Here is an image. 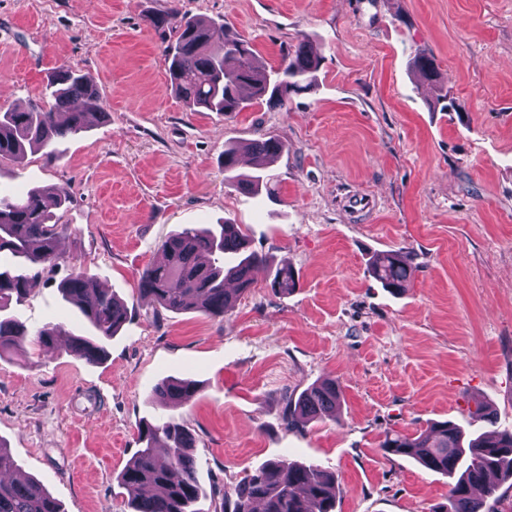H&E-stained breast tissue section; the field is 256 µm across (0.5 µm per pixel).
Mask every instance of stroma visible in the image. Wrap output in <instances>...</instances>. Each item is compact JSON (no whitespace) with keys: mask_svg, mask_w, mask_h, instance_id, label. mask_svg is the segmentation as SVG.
Wrapping results in <instances>:
<instances>
[{"mask_svg":"<svg viewBox=\"0 0 512 512\" xmlns=\"http://www.w3.org/2000/svg\"><path fill=\"white\" fill-rule=\"evenodd\" d=\"M177 9L248 40L277 66L307 40L322 61L311 91L286 107L220 115L189 110L171 87L150 16ZM420 52L439 83L418 82ZM68 67L111 117L63 140L60 156L0 161V196L62 192L57 264L10 312L29 329L87 325L58 287L84 268L128 306L99 364L57 347L0 359V443L64 512H132L118 476L141 421L175 416L195 437L202 495L285 457L340 476L336 512H429L448 480L385 455L390 430L473 422L485 405L512 425V0H0V107L45 100ZM266 135L275 195L224 178V149ZM232 222L265 255L250 293L212 319L173 313L138 293L162 240ZM407 252L406 293L368 273ZM299 286L280 295L271 267ZM196 381L175 408L151 395ZM340 382L333 416L282 422L287 397Z\"/></svg>","mask_w":512,"mask_h":512,"instance_id":"stroma-1","label":"stroma"}]
</instances>
